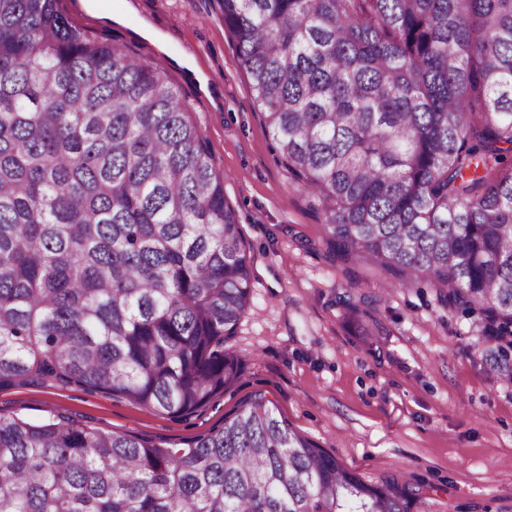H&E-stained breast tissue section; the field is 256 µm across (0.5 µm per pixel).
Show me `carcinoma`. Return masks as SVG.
I'll use <instances>...</instances> for the list:
<instances>
[{
	"label": "carcinoma",
	"mask_w": 512,
	"mask_h": 512,
	"mask_svg": "<svg viewBox=\"0 0 512 512\" xmlns=\"http://www.w3.org/2000/svg\"><path fill=\"white\" fill-rule=\"evenodd\" d=\"M0 0V388L53 382L170 416L234 386L251 260L158 66ZM276 159L336 262L479 310L512 380V0H221ZM261 395L177 447L0 416V512H416Z\"/></svg>",
	"instance_id": "cac0c4a2"
}]
</instances>
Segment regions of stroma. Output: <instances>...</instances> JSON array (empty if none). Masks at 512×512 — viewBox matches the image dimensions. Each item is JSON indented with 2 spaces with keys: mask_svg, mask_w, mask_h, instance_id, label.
I'll list each match as a JSON object with an SVG mask.
<instances>
[{
  "mask_svg": "<svg viewBox=\"0 0 512 512\" xmlns=\"http://www.w3.org/2000/svg\"><path fill=\"white\" fill-rule=\"evenodd\" d=\"M100 2L94 17L58 0L73 24L166 71L224 174L251 257L252 299L228 342L243 370L178 417L51 382L1 388L0 416L61 413L178 444L261 393L365 483L404 477L433 512H512V383L484 362L483 317L444 304L437 282L392 290L378 269L327 258L320 217L271 149L220 0H133L118 22L114 0Z\"/></svg>",
  "mask_w": 512,
  "mask_h": 512,
  "instance_id": "1",
  "label": "stroma"
}]
</instances>
